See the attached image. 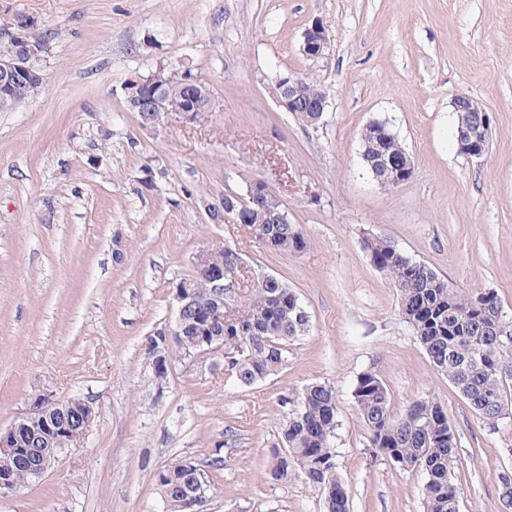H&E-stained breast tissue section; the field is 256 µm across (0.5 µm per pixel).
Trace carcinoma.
Here are the masks:
<instances>
[{
  "label": "carcinoma",
  "instance_id": "1",
  "mask_svg": "<svg viewBox=\"0 0 512 512\" xmlns=\"http://www.w3.org/2000/svg\"><path fill=\"white\" fill-rule=\"evenodd\" d=\"M41 88L38 82L17 86L8 108L25 103ZM189 93L199 96L197 117L204 120L211 112L205 84L187 73L168 87L175 99ZM378 132L371 125L361 134L363 161L371 173L379 156L397 158L404 151L396 137L379 138ZM228 205L244 213L247 229L266 249L288 256L307 247L301 227L281 219L283 206L275 196L263 194L260 204L247 207L230 197ZM364 246L372 264L396 288L399 313L433 366L448 377L482 422L496 425L512 411V371L502 369L503 364H512V317L507 326L498 328L502 304L497 295L454 287L384 238L368 239ZM237 275L248 282L244 273ZM184 282L192 291V303L171 335L156 332L153 349L171 347L185 358L204 346L205 340L220 337L224 339V374L242 388L277 374L288 362L293 342L310 331L309 315L296 293L273 275L245 288L241 312L236 310L232 290L242 282H225L222 321L213 316L218 289L209 277L196 268ZM353 398L370 446L396 468L425 472L424 512H459L460 487L453 481L459 463L458 440L442 406L432 399H418L394 414L388 389L372 368L357 376ZM336 415L334 387L325 382L307 386L281 428L278 446L271 450L267 475L279 482L298 473L321 493L324 512H350L347 487L336 467ZM29 469L28 463L0 455V471L9 473L21 489L35 483ZM156 482L171 512H183L185 498L199 487H210L208 474L189 459L170 462L157 473Z\"/></svg>",
  "mask_w": 512,
  "mask_h": 512
}]
</instances>
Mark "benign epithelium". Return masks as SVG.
<instances>
[{
  "instance_id": "benign-epithelium-1",
  "label": "benign epithelium",
  "mask_w": 512,
  "mask_h": 512,
  "mask_svg": "<svg viewBox=\"0 0 512 512\" xmlns=\"http://www.w3.org/2000/svg\"><path fill=\"white\" fill-rule=\"evenodd\" d=\"M0 37L7 38L16 45L15 53L10 57L0 58V103L8 102L15 89V84L24 77L33 75L32 61L39 58L42 47L39 36L33 32V22L16 19L12 26L0 28ZM328 46V39L323 23L312 22L305 30L302 45L303 53L310 58L323 55ZM170 81V76L159 70L146 78H138L132 90V108L147 113L145 126L155 127L165 118H173L185 124L196 122L199 108L195 96L181 101H174L163 96ZM278 102L288 112H296L301 106L306 111L318 113L317 120H322L326 112V98L306 100L303 78L294 74L281 76L277 81ZM453 111L479 112L480 119L464 128L456 130L457 151L470 158L481 160L489 152L491 137V117L485 108L468 95H458L452 101ZM380 168L378 183L383 186L397 187L406 182L414 170L409 154L403 155V162L391 158L376 162ZM219 249H205L196 256L195 263L205 268L211 281L222 285L226 280L224 260H217L214 255ZM95 417L93 403L84 399L55 400L48 396L35 398L29 410L15 419L4 431L0 430V453L19 456L25 459L35 456L38 460L33 473L35 479H41L61 449L52 443L71 438L73 427L83 428L82 435H87Z\"/></svg>"
}]
</instances>
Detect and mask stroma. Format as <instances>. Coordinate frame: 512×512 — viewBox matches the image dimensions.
Masks as SVG:
<instances>
[{
	"label": "stroma",
	"mask_w": 512,
	"mask_h": 512,
	"mask_svg": "<svg viewBox=\"0 0 512 512\" xmlns=\"http://www.w3.org/2000/svg\"><path fill=\"white\" fill-rule=\"evenodd\" d=\"M18 16L47 50L39 94L0 111V428L40 395L91 399L96 414L83 446L0 497V512H163L155 475L177 459L208 472L203 512H323L300 476L266 475L282 398L313 382L336 390L350 512H423L424 472L376 453L358 416L353 385L370 367L394 412L417 398L447 412L460 512H504L512 417L483 424L433 368L363 242L388 239L512 313V0H0V26ZM316 19L329 44L312 59L302 44ZM159 70L206 84L209 118L143 128L123 87ZM285 73L321 85L323 124L280 107ZM460 94L491 117L485 160L457 152ZM373 121L409 153L408 182L384 187L366 169ZM255 180L300 225L303 252L209 218L207 204ZM224 243L295 290L311 331L249 388L225 381L218 355L170 356L157 378L151 339L174 323V288Z\"/></svg>",
	"instance_id": "obj_1"
}]
</instances>
